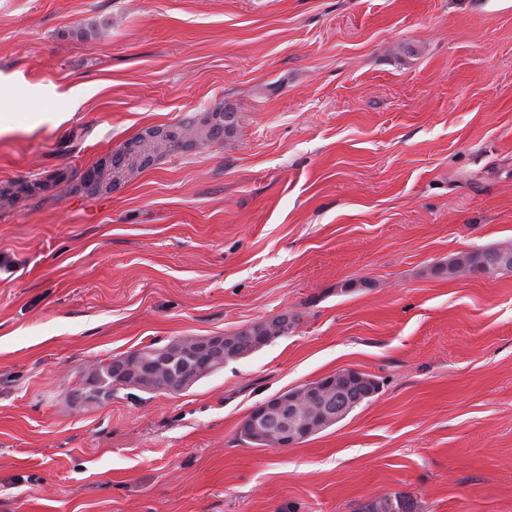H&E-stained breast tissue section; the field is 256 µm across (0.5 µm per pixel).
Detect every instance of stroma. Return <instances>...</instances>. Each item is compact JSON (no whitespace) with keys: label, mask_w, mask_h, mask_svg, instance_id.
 <instances>
[{"label":"stroma","mask_w":512,"mask_h":512,"mask_svg":"<svg viewBox=\"0 0 512 512\" xmlns=\"http://www.w3.org/2000/svg\"><path fill=\"white\" fill-rule=\"evenodd\" d=\"M0 76V188L241 116L118 192L0 207V512H512V273L442 270L512 243V0H0ZM281 314L186 391L89 397L99 362ZM343 368L379 383L343 420L240 439ZM364 509L365 512H413L410 502L397 495L381 497L368 504Z\"/></svg>","instance_id":"obj_1"}]
</instances>
